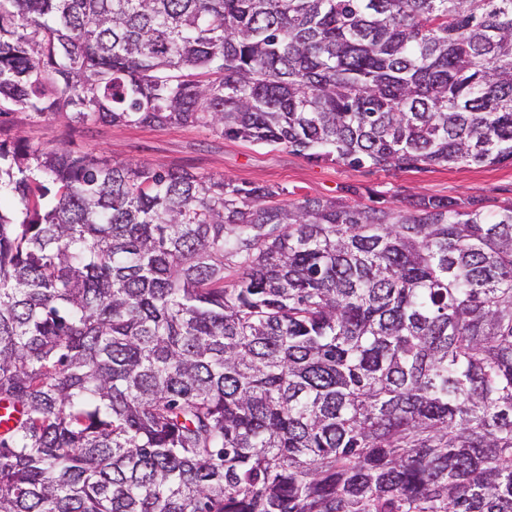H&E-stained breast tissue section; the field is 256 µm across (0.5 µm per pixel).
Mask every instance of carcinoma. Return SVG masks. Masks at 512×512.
I'll return each instance as SVG.
<instances>
[{
  "label": "carcinoma",
  "mask_w": 512,
  "mask_h": 512,
  "mask_svg": "<svg viewBox=\"0 0 512 512\" xmlns=\"http://www.w3.org/2000/svg\"><path fill=\"white\" fill-rule=\"evenodd\" d=\"M512 161V0H0V116ZM0 141V512H512V205Z\"/></svg>",
  "instance_id": "carcinoma-1"
}]
</instances>
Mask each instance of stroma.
I'll return each mask as SVG.
<instances>
[{"mask_svg": "<svg viewBox=\"0 0 512 512\" xmlns=\"http://www.w3.org/2000/svg\"><path fill=\"white\" fill-rule=\"evenodd\" d=\"M25 137L31 145L67 146L115 162L185 168L224 175L239 183L285 188V202L307 198L368 197L385 206H402L411 194L471 200L496 209L512 204V163L491 166H432L383 171L341 163H316L283 147H260L194 126L142 128L123 124L79 125L61 116L36 117L17 111L0 117V140Z\"/></svg>", "mask_w": 512, "mask_h": 512, "instance_id": "obj_1", "label": "stroma"}]
</instances>
